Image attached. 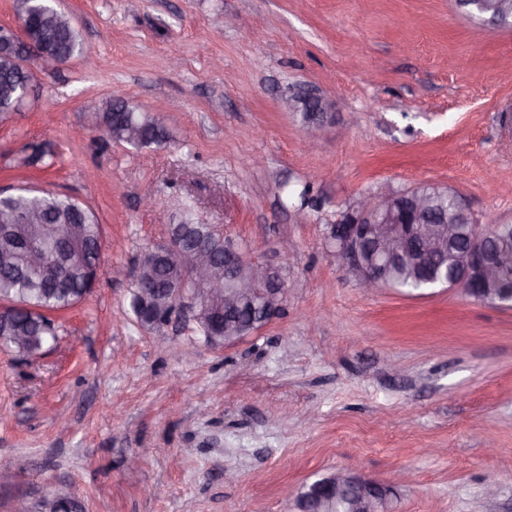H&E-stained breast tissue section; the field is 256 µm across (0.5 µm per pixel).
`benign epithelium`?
Segmentation results:
<instances>
[{
    "instance_id": "benign-epithelium-1",
    "label": "benign epithelium",
    "mask_w": 512,
    "mask_h": 512,
    "mask_svg": "<svg viewBox=\"0 0 512 512\" xmlns=\"http://www.w3.org/2000/svg\"><path fill=\"white\" fill-rule=\"evenodd\" d=\"M33 15L45 21V15L35 10L19 16L18 28H0V55L11 57L13 74L24 87L14 104L16 112L32 92L36 70H54L71 59L59 51L36 48L29 25ZM489 24L495 28L512 26V0H498ZM426 209L427 201L411 190L387 188L362 197L346 213L345 223L331 225L328 236L344 275L363 288H381L385 271L402 263L408 254L428 258L445 250L451 252L464 238L468 245L456 254L455 273L444 285L480 302L511 307L512 285L504 272L512 266V250L481 224L466 232L457 224L427 222L423 218ZM41 223L42 217L34 212H0V235L21 247L26 267L44 272L50 253L44 249ZM55 239L63 250L82 248L87 242L81 224L67 225ZM134 284L140 306L154 313L152 327L172 319L170 311L162 307L176 302L198 322L203 313L216 315L213 300L217 297L224 308L226 327L233 326L234 316L249 305L261 313L254 322L257 331L286 306L282 271L248 259L240 243L229 236L224 237V259L220 260L205 243L169 234L164 246L142 253ZM312 487L345 498L348 512H386V485L356 472L338 471Z\"/></svg>"
}]
</instances>
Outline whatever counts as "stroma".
I'll use <instances>...</instances> for the list:
<instances>
[{"mask_svg":"<svg viewBox=\"0 0 512 512\" xmlns=\"http://www.w3.org/2000/svg\"><path fill=\"white\" fill-rule=\"evenodd\" d=\"M56 5L97 62L37 73L0 120V190L83 201L101 267L51 312L56 343L0 349V512H299L346 467L393 486V512H512V307L360 287L327 241L385 187L448 185L476 223H512V27L487 34L455 0ZM300 89L329 104L313 151ZM109 99L164 141L112 140ZM37 146L53 165H29ZM188 218L280 267L285 315L226 346L182 315L140 325L137 260Z\"/></svg>","mask_w":512,"mask_h":512,"instance_id":"stroma-1","label":"stroma"}]
</instances>
